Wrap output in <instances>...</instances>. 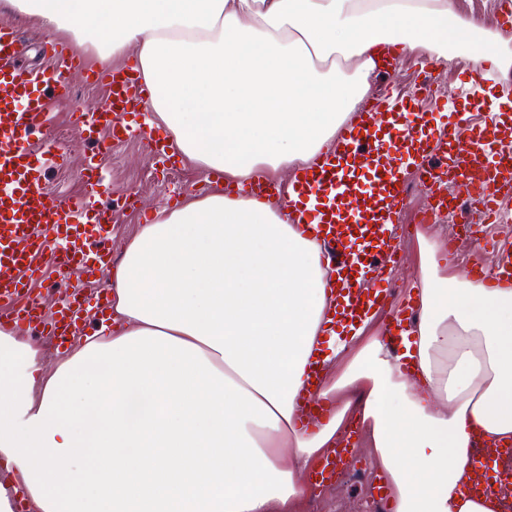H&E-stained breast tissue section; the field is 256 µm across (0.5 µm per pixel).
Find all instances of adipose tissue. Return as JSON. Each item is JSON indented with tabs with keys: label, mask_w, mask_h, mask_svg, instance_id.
Returning a JSON list of instances; mask_svg holds the SVG:
<instances>
[{
	"label": "adipose tissue",
	"mask_w": 512,
	"mask_h": 512,
	"mask_svg": "<svg viewBox=\"0 0 512 512\" xmlns=\"http://www.w3.org/2000/svg\"><path fill=\"white\" fill-rule=\"evenodd\" d=\"M100 60L134 53L150 126L184 166L239 185L310 166L383 55L501 66L450 0H6ZM419 232L415 341L349 338L326 317L314 240L285 202L189 195L156 211L109 272L112 315L45 370L0 329V512H301L306 475L359 411L392 512H490L467 497L474 434L512 438V287L449 275ZM321 349L327 407L296 399Z\"/></svg>",
	"instance_id": "adipose-tissue-1"
}]
</instances>
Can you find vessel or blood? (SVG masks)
<instances>
[{
    "instance_id": "obj_1",
    "label": "vessel or blood",
    "mask_w": 512,
    "mask_h": 512,
    "mask_svg": "<svg viewBox=\"0 0 512 512\" xmlns=\"http://www.w3.org/2000/svg\"><path fill=\"white\" fill-rule=\"evenodd\" d=\"M46 61L36 70L19 62V33L0 26V321L38 330L43 336L83 333V279H91L112 262L111 204L102 201L105 174L97 155L86 158L85 192L78 199H53L41 189L47 163L64 164L58 146L36 150V138L50 126V98L71 93L69 75L83 71L80 52L44 44ZM421 79L409 97L367 101L342 129L334 150L298 171L290 182L293 222L302 233H315L329 259L338 327L360 325L370 314L392 306L386 335L402 342L412 321L413 298L391 304L385 273L398 257L392 233L400 219L406 170H413L432 201L431 217L452 215L466 225L475 245L490 240V224L502 213L503 198L512 197V108L492 109L478 87L481 71L471 76L472 91L462 116L448 127L431 125L433 85L440 72L421 60ZM89 81L107 88L104 103L75 112L74 121L99 142L102 132L120 141L136 135L151 144L156 164L171 161L168 145L158 143L149 126L132 127L127 113L138 111L144 95L131 76L106 70ZM493 271L465 264L467 277L498 282L512 280V249L495 245ZM52 266L67 279L66 299L52 320L28 299L29 283L41 265ZM77 281H70V274ZM353 435H346L311 474L313 487L335 482L355 463Z\"/></svg>"
}]
</instances>
